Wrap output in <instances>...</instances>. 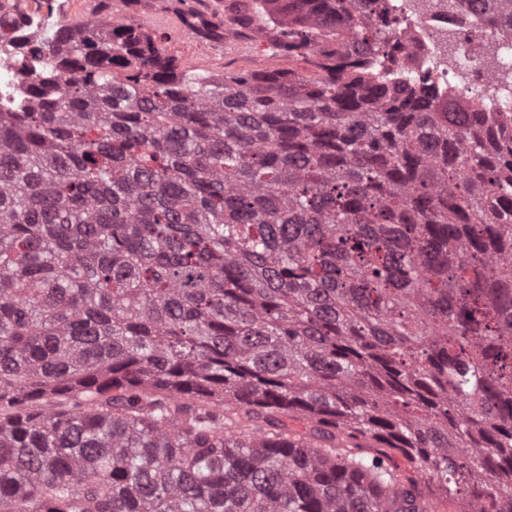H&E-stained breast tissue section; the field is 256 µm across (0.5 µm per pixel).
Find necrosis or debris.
Returning <instances> with one entry per match:
<instances>
[{
  "instance_id": "4bbe7bcc",
  "label": "necrosis or debris",
  "mask_w": 512,
  "mask_h": 512,
  "mask_svg": "<svg viewBox=\"0 0 512 512\" xmlns=\"http://www.w3.org/2000/svg\"><path fill=\"white\" fill-rule=\"evenodd\" d=\"M403 22L387 49L441 95L512 102V33L488 24L466 0H398Z\"/></svg>"
}]
</instances>
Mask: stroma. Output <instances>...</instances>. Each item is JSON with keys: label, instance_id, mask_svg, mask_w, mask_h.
I'll list each match as a JSON object with an SVG mask.
<instances>
[{"label": "stroma", "instance_id": "1", "mask_svg": "<svg viewBox=\"0 0 512 512\" xmlns=\"http://www.w3.org/2000/svg\"><path fill=\"white\" fill-rule=\"evenodd\" d=\"M38 9L66 25L125 19L161 40L182 66L201 73L309 71L274 45L255 0H40ZM243 14L251 17L249 26L237 24Z\"/></svg>", "mask_w": 512, "mask_h": 512}]
</instances>
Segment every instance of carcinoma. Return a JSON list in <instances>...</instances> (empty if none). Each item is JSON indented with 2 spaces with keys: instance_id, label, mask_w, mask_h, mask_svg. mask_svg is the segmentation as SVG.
I'll return each instance as SVG.
<instances>
[{
  "instance_id": "1",
  "label": "carcinoma",
  "mask_w": 512,
  "mask_h": 512,
  "mask_svg": "<svg viewBox=\"0 0 512 512\" xmlns=\"http://www.w3.org/2000/svg\"><path fill=\"white\" fill-rule=\"evenodd\" d=\"M258 2L315 76L127 23L26 47L0 512H512V110L384 75L378 0Z\"/></svg>"
}]
</instances>
